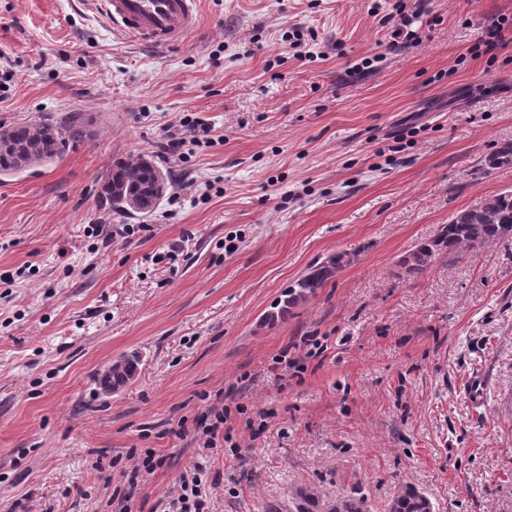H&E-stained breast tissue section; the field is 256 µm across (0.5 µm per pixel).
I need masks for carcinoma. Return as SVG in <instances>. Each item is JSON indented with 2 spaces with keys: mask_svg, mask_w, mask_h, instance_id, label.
Instances as JSON below:
<instances>
[{
  "mask_svg": "<svg viewBox=\"0 0 512 512\" xmlns=\"http://www.w3.org/2000/svg\"><path fill=\"white\" fill-rule=\"evenodd\" d=\"M83 137L79 124L71 120L57 123L50 119L34 120L0 128V176L10 177L28 169L52 163L60 155L62 146ZM158 170L143 155H130L109 171L103 184L105 198L100 208L116 214H128L125 199L131 194L153 196L154 171ZM512 234V191L485 198L462 210L440 226L436 235L414 247L403 261L405 272L411 277L424 274L443 256L459 257L462 253L491 245ZM351 263V254L336 252L311 268V272L288 286L275 310L266 314L273 323L288 314V310L314 296L329 280ZM135 367L128 359L112 363V384L124 385L135 376ZM427 496L416 488L405 485L391 500L388 512H431L425 504ZM330 512H366L362 497L339 496Z\"/></svg>",
  "mask_w": 512,
  "mask_h": 512,
  "instance_id": "cac0c4a2",
  "label": "carcinoma"
}]
</instances>
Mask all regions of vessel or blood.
<instances>
[{
	"label": "vessel or blood",
	"mask_w": 512,
	"mask_h": 512,
	"mask_svg": "<svg viewBox=\"0 0 512 512\" xmlns=\"http://www.w3.org/2000/svg\"><path fill=\"white\" fill-rule=\"evenodd\" d=\"M114 30L142 43L170 46L199 26V0H85Z\"/></svg>",
	"instance_id": "obj_1"
}]
</instances>
